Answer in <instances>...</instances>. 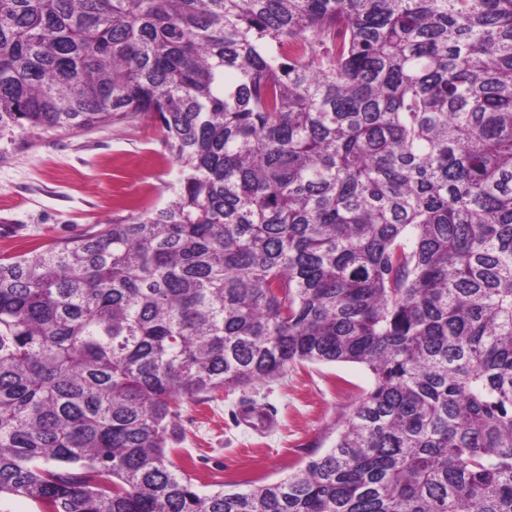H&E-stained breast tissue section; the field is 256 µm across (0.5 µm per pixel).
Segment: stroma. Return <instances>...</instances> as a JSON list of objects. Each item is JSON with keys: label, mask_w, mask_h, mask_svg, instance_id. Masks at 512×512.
<instances>
[{"label": "stroma", "mask_w": 512, "mask_h": 512, "mask_svg": "<svg viewBox=\"0 0 512 512\" xmlns=\"http://www.w3.org/2000/svg\"><path fill=\"white\" fill-rule=\"evenodd\" d=\"M176 172L147 116L86 132L16 131L0 139V253L161 206ZM372 383L361 364H292L281 377L183 405L171 458L205 492L245 474L277 481L331 447L338 420ZM246 407L273 415L276 428L240 425Z\"/></svg>", "instance_id": "35a3bbf8"}]
</instances>
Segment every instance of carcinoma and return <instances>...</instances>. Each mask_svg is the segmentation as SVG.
<instances>
[{"label": "carcinoma", "instance_id": "1", "mask_svg": "<svg viewBox=\"0 0 512 512\" xmlns=\"http://www.w3.org/2000/svg\"><path fill=\"white\" fill-rule=\"evenodd\" d=\"M141 114L162 207L0 254V499L512 512V0H0V138ZM298 362L374 384L199 490L177 407Z\"/></svg>", "mask_w": 512, "mask_h": 512}]
</instances>
